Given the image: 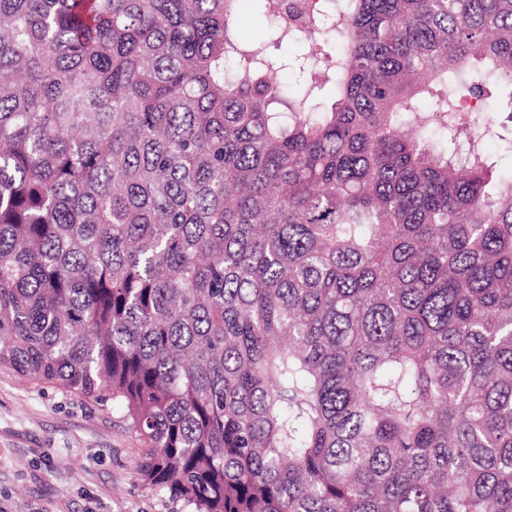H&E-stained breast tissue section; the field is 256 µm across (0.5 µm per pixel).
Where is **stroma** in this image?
<instances>
[{
	"label": "stroma",
	"instance_id": "stroma-1",
	"mask_svg": "<svg viewBox=\"0 0 512 512\" xmlns=\"http://www.w3.org/2000/svg\"><path fill=\"white\" fill-rule=\"evenodd\" d=\"M512 97L494 93L495 125L484 150L512 168ZM141 445L121 412L37 386L0 367V512H184L182 503L141 481Z\"/></svg>",
	"mask_w": 512,
	"mask_h": 512
}]
</instances>
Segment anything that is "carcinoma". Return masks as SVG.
Instances as JSON below:
<instances>
[{"mask_svg":"<svg viewBox=\"0 0 512 512\" xmlns=\"http://www.w3.org/2000/svg\"><path fill=\"white\" fill-rule=\"evenodd\" d=\"M237 2L0 0V366L190 512H512V0ZM237 32L247 44H260L264 39L269 17L260 13L253 0L239 2V10L235 18ZM492 92V98L484 104V113L494 123L495 133L487 139L484 150L491 161L497 163L498 169L509 170L511 159L506 149V142L512 137V123L507 119L509 91Z\"/></svg>","mask_w":512,"mask_h":512,"instance_id":"obj_1","label":"carcinoma"}]
</instances>
